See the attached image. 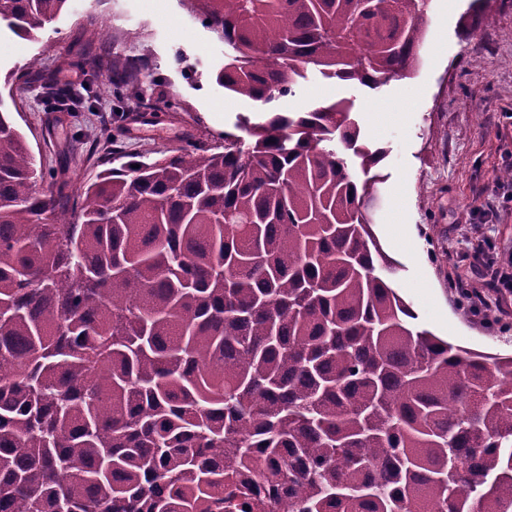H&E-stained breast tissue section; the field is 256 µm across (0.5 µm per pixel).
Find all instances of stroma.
Returning a JSON list of instances; mask_svg holds the SVG:
<instances>
[{
    "instance_id": "35a3bbf8",
    "label": "stroma",
    "mask_w": 512,
    "mask_h": 512,
    "mask_svg": "<svg viewBox=\"0 0 512 512\" xmlns=\"http://www.w3.org/2000/svg\"><path fill=\"white\" fill-rule=\"evenodd\" d=\"M471 0H428L420 63L407 79L372 90L308 69L287 99L301 112L345 99L366 140L385 149L377 167L373 232L396 263L389 277L415 327L492 355L512 354V294L497 295L485 264L512 253V193L503 174L512 154V0L463 38ZM93 31L102 39L90 40ZM117 52L139 72L146 103H117L107 73L79 61L83 51ZM231 47L192 17L181 0H71L67 10L23 39L0 21V101L41 166L42 189L74 194L122 159L224 143L252 102L215 80ZM76 89L74 111L50 106L62 78ZM399 214L401 229L391 225ZM489 300L468 312L460 288Z\"/></svg>"
}]
</instances>
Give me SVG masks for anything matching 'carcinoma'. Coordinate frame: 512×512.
I'll return each instance as SVG.
<instances>
[{
  "mask_svg": "<svg viewBox=\"0 0 512 512\" xmlns=\"http://www.w3.org/2000/svg\"><path fill=\"white\" fill-rule=\"evenodd\" d=\"M68 2L0 20L29 37ZM182 2L258 106L224 150L48 195L0 102V512H252L265 487L289 512H512V356L410 324L352 104L274 106L310 66L409 77L426 0ZM502 2L472 0L463 34ZM103 69L144 100L130 62Z\"/></svg>",
  "mask_w": 512,
  "mask_h": 512,
  "instance_id": "carcinoma-1",
  "label": "carcinoma"
}]
</instances>
